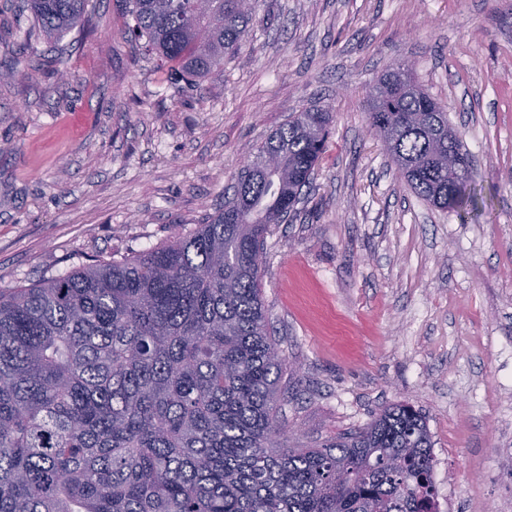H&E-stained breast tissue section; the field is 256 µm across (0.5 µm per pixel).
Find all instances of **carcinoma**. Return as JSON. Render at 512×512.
<instances>
[{
  "mask_svg": "<svg viewBox=\"0 0 512 512\" xmlns=\"http://www.w3.org/2000/svg\"><path fill=\"white\" fill-rule=\"evenodd\" d=\"M256 0H131L128 33L190 82L236 54ZM39 36L87 0H23ZM368 122L414 193L479 214L448 113L399 64L369 89ZM330 111L303 108L246 160L224 209L166 245L0 289V512H436L432 441L407 405L318 448L288 445L284 360L261 268L271 225L310 187ZM277 159L273 170L262 160Z\"/></svg>",
  "mask_w": 512,
  "mask_h": 512,
  "instance_id": "cac0c4a2",
  "label": "carcinoma"
}]
</instances>
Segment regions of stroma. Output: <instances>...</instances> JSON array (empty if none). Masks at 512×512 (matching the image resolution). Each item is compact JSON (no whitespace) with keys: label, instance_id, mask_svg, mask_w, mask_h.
Here are the masks:
<instances>
[{"label":"stroma","instance_id":"stroma-1","mask_svg":"<svg viewBox=\"0 0 512 512\" xmlns=\"http://www.w3.org/2000/svg\"><path fill=\"white\" fill-rule=\"evenodd\" d=\"M128 0L37 53L0 0V289L192 232L245 153L330 110L328 149L262 270L280 418L315 445L408 404L439 512H512V0H259L241 50L195 84L125 34ZM409 63L446 106L489 216L418 198L368 130L366 91Z\"/></svg>","mask_w":512,"mask_h":512}]
</instances>
